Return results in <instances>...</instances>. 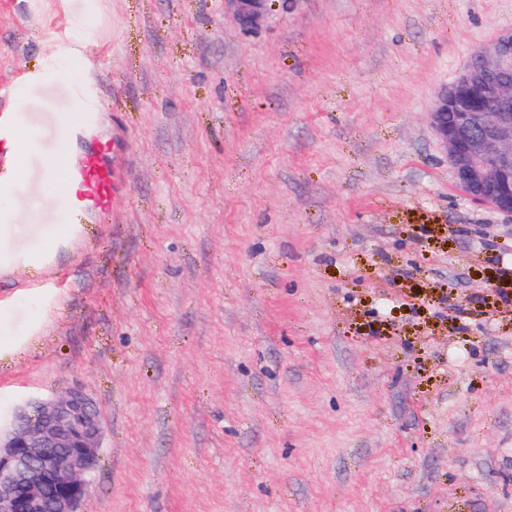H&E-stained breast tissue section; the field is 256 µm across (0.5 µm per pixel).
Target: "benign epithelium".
<instances>
[{"instance_id": "7a95c632", "label": "benign epithelium", "mask_w": 512, "mask_h": 512, "mask_svg": "<svg viewBox=\"0 0 512 512\" xmlns=\"http://www.w3.org/2000/svg\"><path fill=\"white\" fill-rule=\"evenodd\" d=\"M245 31L269 0H229ZM431 126L459 189L512 215V29L481 46L435 94ZM97 409L81 390L35 405L0 439V512H78L100 461Z\"/></svg>"}]
</instances>
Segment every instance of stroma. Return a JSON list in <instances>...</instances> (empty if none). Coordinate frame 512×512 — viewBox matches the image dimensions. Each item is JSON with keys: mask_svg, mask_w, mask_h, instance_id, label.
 Instances as JSON below:
<instances>
[{"mask_svg": "<svg viewBox=\"0 0 512 512\" xmlns=\"http://www.w3.org/2000/svg\"><path fill=\"white\" fill-rule=\"evenodd\" d=\"M512 0H0V433L98 406L80 512H512V216L455 187L435 92ZM131 169L47 208L77 88ZM270 0H229L236 20L244 31L258 28L267 14ZM17 132L11 119L4 114L0 115V184H9V170L11 164L10 149L15 144ZM45 174L44 196L51 203L65 200V179L57 164L56 156L50 155L43 160Z\"/></svg>", "mask_w": 512, "mask_h": 512, "instance_id": "35a3bbf8", "label": "stroma"}]
</instances>
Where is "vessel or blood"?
Masks as SVG:
<instances>
[{
  "mask_svg": "<svg viewBox=\"0 0 512 512\" xmlns=\"http://www.w3.org/2000/svg\"><path fill=\"white\" fill-rule=\"evenodd\" d=\"M97 101L83 97L82 110L76 122L67 129L65 137L77 146L67 164V202L77 214L105 215L114 205L117 195L129 181L126 169L111 162V147L100 143L85 146L84 133L93 119ZM17 132L11 119L0 115V184L9 182L10 149Z\"/></svg>",
  "mask_w": 512,
  "mask_h": 512,
  "instance_id": "vessel-or-blood-1",
  "label": "vessel or blood"
}]
</instances>
